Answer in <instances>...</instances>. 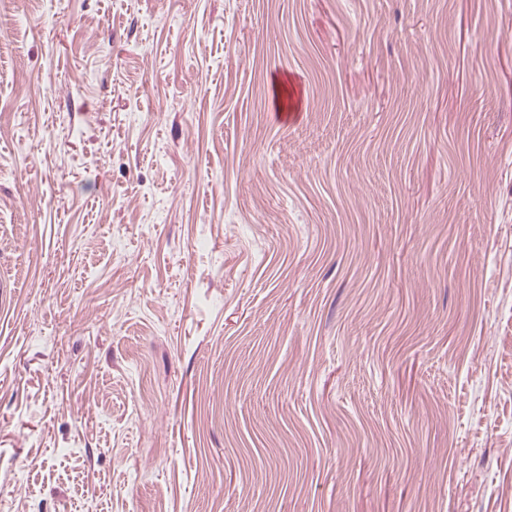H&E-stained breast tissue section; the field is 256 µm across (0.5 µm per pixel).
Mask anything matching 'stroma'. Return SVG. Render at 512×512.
I'll use <instances>...</instances> for the list:
<instances>
[{
    "label": "stroma",
    "mask_w": 512,
    "mask_h": 512,
    "mask_svg": "<svg viewBox=\"0 0 512 512\" xmlns=\"http://www.w3.org/2000/svg\"><path fill=\"white\" fill-rule=\"evenodd\" d=\"M0 512H512V0H0Z\"/></svg>",
    "instance_id": "obj_1"
}]
</instances>
